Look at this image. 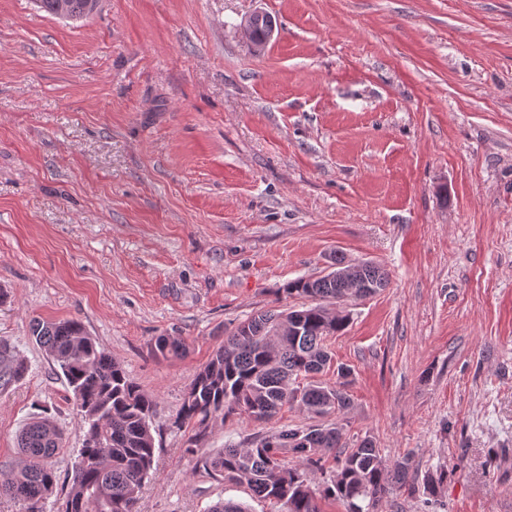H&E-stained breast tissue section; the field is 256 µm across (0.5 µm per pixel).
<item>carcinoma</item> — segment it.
<instances>
[{
	"label": "carcinoma",
	"instance_id": "1",
	"mask_svg": "<svg viewBox=\"0 0 512 512\" xmlns=\"http://www.w3.org/2000/svg\"><path fill=\"white\" fill-rule=\"evenodd\" d=\"M366 278L379 292L389 284L382 267L366 265ZM282 293L311 304L287 313L263 312L239 322L200 370L187 390L175 427L189 429L186 453L195 454L211 420L237 416L263 422L285 404L315 418L345 410L351 368L336 369V385H298L297 379L331 363L324 341L348 326L349 315L331 305L353 296L343 283L326 276L288 282ZM31 336L60 367L74 395L84 440L68 490L57 512H137L142 485L153 469L155 438L150 419L155 400L130 379L118 362L88 336L77 320L38 321ZM155 348L166 358L184 353L175 337L160 336ZM27 363L0 347V387L24 377ZM55 422L39 416L19 434L24 465L0 471V497L22 512H43L56 485L51 459L61 447ZM334 462L332 475L317 490L311 475ZM204 464L228 481L245 484L255 496L276 500L283 512H322L318 500L340 502L345 512H375L390 492L434 495L447 475H424L417 485L412 458L388 464L372 439L347 449L342 428L311 425L263 436L246 444H227Z\"/></svg>",
	"mask_w": 512,
	"mask_h": 512
}]
</instances>
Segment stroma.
<instances>
[{
	"label": "stroma",
	"instance_id": "35a3bbf8",
	"mask_svg": "<svg viewBox=\"0 0 512 512\" xmlns=\"http://www.w3.org/2000/svg\"><path fill=\"white\" fill-rule=\"evenodd\" d=\"M333 253L390 276L326 340L348 445L447 471L437 512H512V0H99L77 22L0 0V345L28 364L0 389V471L53 418L46 512L83 430L31 326L65 319L156 401L138 512H282L203 459L309 414L214 419L195 455L173 422L225 331L296 306L282 287ZM263 17L266 18L267 20H269L268 15H266L262 12H256V13L252 14L242 25V32H243L244 37L251 43L253 50L255 52H259V53L264 51L265 48L267 47V45L269 44V42L271 41V39L274 35V32H275V27H276L275 21L273 20V18H271L270 19L271 21L268 24V29H267L265 35H263L260 39H256L253 34V31H252V24L255 21L254 22V31H255L256 35L260 36L261 34L264 33L265 26H266L264 19H262ZM256 18H259L262 20H259Z\"/></svg>",
	"mask_w": 512,
	"mask_h": 512
}]
</instances>
